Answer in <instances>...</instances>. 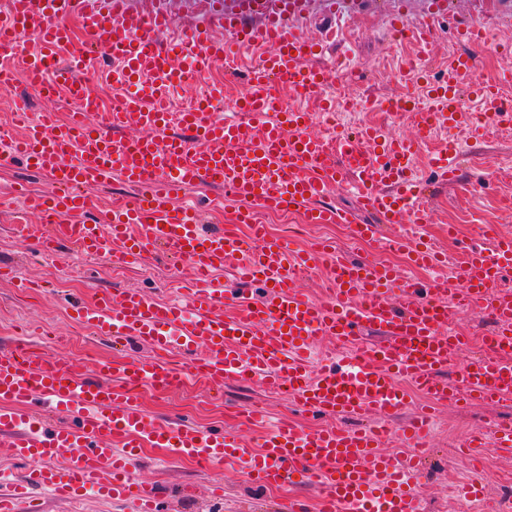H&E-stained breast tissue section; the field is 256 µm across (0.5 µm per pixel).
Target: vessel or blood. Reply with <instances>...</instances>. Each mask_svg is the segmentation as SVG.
<instances>
[{
    "label": "vessel or blood",
    "instance_id": "obj_1",
    "mask_svg": "<svg viewBox=\"0 0 512 512\" xmlns=\"http://www.w3.org/2000/svg\"><path fill=\"white\" fill-rule=\"evenodd\" d=\"M211 24L184 29L165 41L174 13L135 8L132 0H8L0 15V50L15 49L32 35L36 53L27 62V79L41 96L59 93L78 99L67 122L56 113L29 119L26 100H18L24 133L8 138L0 158L20 156L55 184L47 195L19 185L17 196L45 219L38 236L54 250L65 240L87 257L106 254L139 263L161 250L189 260L197 286L183 303L164 304L137 290L76 305L78 319L94 334L139 339L156 352L179 350L192 367L215 386L229 378L260 381L268 391L288 393L300 409L336 416L372 417L374 425L356 430L327 426L307 432L284 420L269 429L259 449L247 448L241 435L215 436L190 424L169 427L151 418L139 403L138 387L175 385L180 372L160 362L118 365L95 362L88 376L19 346L0 352V437L8 436L14 457L31 461L24 480L0 490V512L28 507L39 512L33 490L49 491L67 503L81 502L87 491L132 502L136 512H157L152 485L133 477L141 448L150 446L200 464L235 463L261 486L296 479L318 487L322 512H420L421 468L411 458L384 451L389 433L385 418L405 403L399 380L412 381L428 398L401 432L412 447L423 448L436 405L494 403L512 398V294L496 293L493 281L512 268V236L492 234L489 247L467 251L453 278H434L423 287L402 283L398 272L373 261H354L329 247L294 251L267 239L252 210L238 221L253 227L245 241L233 226L205 231L200 212L178 204L190 188L219 185L234 197L260 206L304 209L311 224H346L357 239L375 237L378 224L411 220L427 223L423 179L410 171L412 141L378 138L367 128L336 141V158L323 159V141L310 113L280 109L276 88L317 97L324 70L312 66L321 55L319 41L299 24L313 13L342 19L345 0H198ZM448 0H427L415 25L406 15L394 23L407 27L420 44L433 40V20ZM83 23L100 53L119 62L118 75L134 84L135 94L103 111L81 76L89 49L61 64L59 52L71 46L70 18ZM266 47L261 64L248 76L247 91L234 103L239 116L215 119L210 106L224 99L223 86L208 89L196 109L183 113L178 133H170L168 105L215 61L249 46ZM93 47V48H94ZM471 54L457 56L436 91L437 109L415 114L419 135L437 124L456 128L471 122L460 109L459 74L473 71ZM480 94L496 115H512L498 92L500 78L480 80ZM445 182H454L460 166L456 142L432 157ZM132 187L134 197L113 206L103 224H69L65 218L92 209L90 187L112 176ZM359 194L375 221L366 224L347 210L322 205L340 180ZM330 256L328 296L306 297L299 274ZM237 260L247 278L260 282L262 295L215 287L211 274ZM479 306L496 317V352L471 360L455 384L443 374L465 346L448 335V304ZM234 306L225 316V306ZM383 330L382 342L360 346L366 327ZM353 343L348 361L314 363L316 338ZM72 416L52 426L48 414Z\"/></svg>",
    "mask_w": 512,
    "mask_h": 512
}]
</instances>
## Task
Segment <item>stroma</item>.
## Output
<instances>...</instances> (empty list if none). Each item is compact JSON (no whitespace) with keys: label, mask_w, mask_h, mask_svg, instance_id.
Wrapping results in <instances>:
<instances>
[{"label":"stroma","mask_w":512,"mask_h":512,"mask_svg":"<svg viewBox=\"0 0 512 512\" xmlns=\"http://www.w3.org/2000/svg\"><path fill=\"white\" fill-rule=\"evenodd\" d=\"M448 2L443 30L427 48L421 64L431 84L437 82L447 65L449 52L467 49L458 38L468 16L467 6L464 0ZM389 15L387 0H352L355 35L332 36L328 50L314 60L315 65L325 68L328 84H335L334 60L342 57L354 68L345 95L358 97L370 85L377 89V98L384 103L409 96L398 71L414 48L390 43ZM26 55V49L19 48L7 61L15 71V81L11 87L0 88V114L12 111L20 94L28 96L32 112H66L64 96L48 102L33 92L25 77ZM440 145L437 137L418 145L413 164L429 183L426 205L431 218L422 236L445 254L446 265L451 268L466 247L488 246L489 236L483 233V226L492 224L499 232L512 234V210L500 206L503 196H512V123L492 126L478 137L468 132L462 134L460 178L452 185L444 183L428 167ZM17 181L26 182L30 191L37 194H48L54 189L45 173L31 171L21 160L0 166V267L6 271L5 277L0 278V351L9 349L25 331L36 349L56 357L78 375L101 358L118 362L151 358V351L144 345L117 344L109 336L91 334L88 327L75 320L70 305L95 295L117 296L129 289L145 291L165 303L172 296L171 285L192 287L191 266L158 253L145 263L130 265L115 277L107 272L112 264L109 256L87 260L68 244L61 246L56 260H48L39 252L36 241L20 232L21 226L39 223L40 218L12 194L11 186ZM449 224L458 227V234L452 239L445 232ZM404 232V225L383 224L376 241L359 246L350 240L345 225L322 224L313 227L311 236L294 238L293 243L308 247L316 240L327 239L351 258L379 262L393 256L390 243ZM30 281L42 282V289L28 290L26 284ZM192 393L197 401L193 409L186 408L177 393L163 397L146 391L140 404L147 414L165 422L187 421L206 431H234L253 444L259 443L265 430L285 419L298 421L308 431L331 424L344 428L360 424L359 419L351 416L335 418L302 412L290 398L266 391L255 381L228 380L219 389L200 383ZM249 403L262 404L265 419L247 423L237 417V408ZM435 421L447 433L433 435L423 458L422 512H472L469 502L455 497L454 492L479 473L486 477L488 496L512 495V457L496 449H474L469 459L459 453L476 431L490 429L496 423L512 425V400L466 407L440 405ZM135 475L158 488L160 512H283L290 499L301 497L312 504L317 498L316 491L303 484L293 482L284 490L275 491L254 485L247 474L235 467L216 465L204 469L193 460L172 457L149 447L141 454ZM217 483L224 487L223 496L212 494Z\"/></svg>","instance_id":"1"}]
</instances>
